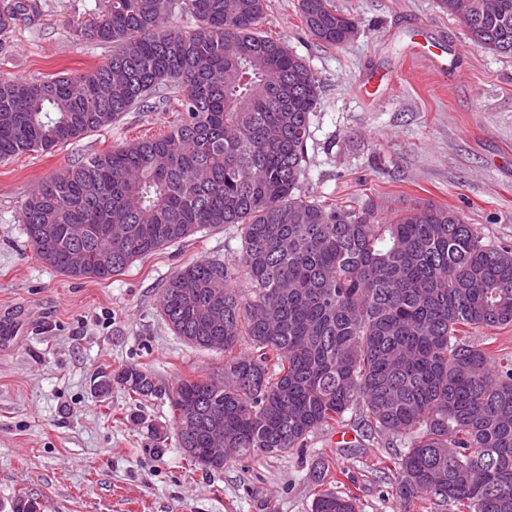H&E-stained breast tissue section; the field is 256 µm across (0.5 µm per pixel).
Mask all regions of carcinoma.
<instances>
[{"label": "carcinoma", "instance_id": "1", "mask_svg": "<svg viewBox=\"0 0 512 512\" xmlns=\"http://www.w3.org/2000/svg\"><path fill=\"white\" fill-rule=\"evenodd\" d=\"M471 44L512 54V0H439ZM31 0L0 11V36ZM265 0H95L76 39L112 45L83 72L0 79V160L111 127L161 89L177 94L167 132L93 153L22 202L39 260L74 279L108 280L162 247L234 226L239 268L196 260L169 278L160 315L190 344L224 353L219 377L162 386L146 366H105L96 391L168 400L190 469L209 456L211 421L236 456L272 457L317 431L353 426L400 442L392 486L429 512H512V358L471 333L512 326V246L491 245L461 213L417 206L381 224L374 206H324L297 194L318 81L284 42L259 31ZM179 10L187 29L168 25ZM317 41L352 39L333 0H299ZM85 224L79 244L69 225ZM85 252L70 262L75 247ZM220 307L217 326L209 310ZM354 414V419L347 414ZM351 491L324 489L312 512H357Z\"/></svg>", "mask_w": 512, "mask_h": 512}]
</instances>
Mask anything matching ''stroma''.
<instances>
[{
    "mask_svg": "<svg viewBox=\"0 0 512 512\" xmlns=\"http://www.w3.org/2000/svg\"><path fill=\"white\" fill-rule=\"evenodd\" d=\"M94 0H33L28 20L0 37V78L39 80L104 61L112 49L76 40ZM264 35L285 41L319 81L300 180L321 204H374L379 219L413 205L458 210L485 241L512 245V55L473 47L438 0H335L358 33L330 47L303 29L298 0H266ZM424 34L416 52L414 37ZM457 54L439 71L435 45ZM389 82L375 100L369 72ZM165 104L127 113L111 128L48 153L0 162V512L25 497L40 512H311L309 478L324 461L361 512H405L392 492L396 450L380 437L310 435L304 448L188 472L166 401L94 390L102 365L143 364L157 379L220 373L224 355L195 348L159 315L166 281L194 260L238 265L235 228L206 230L161 248L107 281L75 280L43 264L18 222L37 184L92 152L168 129Z\"/></svg>",
    "mask_w": 512,
    "mask_h": 512,
    "instance_id": "1",
    "label": "stroma"
}]
</instances>
